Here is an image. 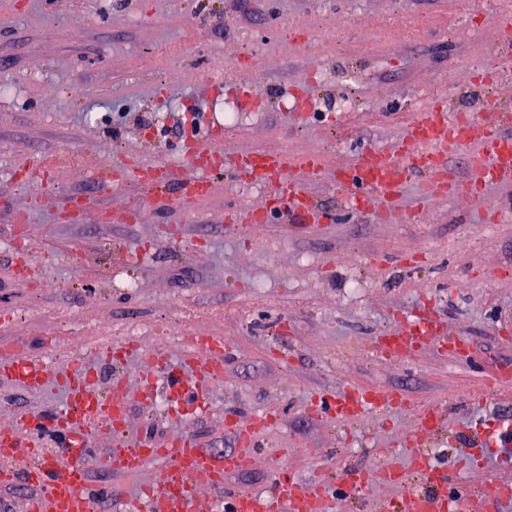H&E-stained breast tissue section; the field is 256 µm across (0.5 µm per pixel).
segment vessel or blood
I'll use <instances>...</instances> for the list:
<instances>
[{"label":"vessel or blood","mask_w":512,"mask_h":512,"mask_svg":"<svg viewBox=\"0 0 512 512\" xmlns=\"http://www.w3.org/2000/svg\"><path fill=\"white\" fill-rule=\"evenodd\" d=\"M477 112L467 116L450 114L444 101H434L418 113L401 138L397 150L413 159L412 166L394 164L391 152L370 147L355 154L350 164L337 172L336 183L346 190L353 211H360L367 195L390 200L407 180L411 168L423 170L420 192L424 196L462 195L480 200L484 190L492 185L512 180V115L501 114L494 124H481ZM481 133V146L468 157L470 178L457 180L448 164V157L462 144L464 130ZM230 167L235 178L247 183L269 184L276 198L297 210H313L314 200L297 180L296 170L314 175L322 169V156L310 152L289 157L277 152H246L235 157ZM120 181L125 185L142 184L164 192L176 187L184 201L190 202L209 194L215 171L201 170L180 184H172L164 168H146L131 161L118 166ZM402 333L380 339L388 352L412 356L422 338L435 335L436 323L420 311L403 319ZM131 341L112 344L104 342L93 348V358L115 364L139 353ZM156 377L142 379L140 390L147 399L163 397L169 411L201 407L204 391L224 376V341L222 337L200 334L189 337L175 366H168L162 350H155ZM89 360L78 358L49 364L47 359L0 355V383L17 382L25 389L38 391L54 385L67 395L64 407L53 417L30 412L19 425L0 427V488L23 481L28 494L26 512H94L101 498L92 485L90 472L75 463L74 455L83 453L86 432L105 425L115 442L99 458L101 471L108 475H126L141 471L148 464L163 461L159 480L138 497L123 503L124 512H156L166 507L168 512H191L197 491L214 493L215 512H320L327 497L322 482L306 486L283 466L273 470L269 490H237L225 493L227 474L248 468L253 461L255 430L272 425L273 414L254 416L251 426L239 429L241 446L231 453H221L199 446L194 438L183 435L159 447L149 438L135 441L125 436L127 404L111 393L93 389ZM386 404L382 395L371 389L358 390L341 400L331 401L336 416L357 419L380 411ZM51 432L64 440L69 460L48 459L41 449L30 448L23 435ZM419 473L425 475L429 490H419L413 501L418 512H453L455 504L442 492L446 478L437 469L427 449H413Z\"/></svg>","instance_id":"obj_1"}]
</instances>
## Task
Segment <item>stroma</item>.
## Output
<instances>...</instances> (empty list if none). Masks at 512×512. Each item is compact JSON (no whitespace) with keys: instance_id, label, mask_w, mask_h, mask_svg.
Listing matches in <instances>:
<instances>
[{"instance_id":"35a3bbf8","label":"stroma","mask_w":512,"mask_h":512,"mask_svg":"<svg viewBox=\"0 0 512 512\" xmlns=\"http://www.w3.org/2000/svg\"><path fill=\"white\" fill-rule=\"evenodd\" d=\"M510 32L512 0H0V343L64 359L132 338L174 362L186 337L212 332L224 338V380L196 417L158 412L142 396L151 356L96 367L95 385L128 403L129 438L147 432L161 445L187 434L230 452L239 441L226 417L245 426L272 409L278 425L255 432L253 465L228 475L225 492L264 489L278 463L305 483L330 476L324 512H388L402 487L381 474L416 480L407 447L422 443L462 490L457 512H512V498L490 506L482 493L486 476L512 482V447L475 450L482 422L512 420V384H489L512 376V181L486 192L504 210L491 223L468 198L421 197L417 173L397 198L398 221L381 219L377 200L350 214L335 181L359 150H395L431 98L452 113L481 111L489 97L512 104V68L493 67ZM481 69L494 71L489 84L474 81ZM213 75L231 92L207 107ZM243 80L251 103L241 122L210 136ZM192 144L216 158L321 153L317 178L297 174L318 214L283 213L269 188L229 172L188 208L95 177L119 158L192 175ZM243 207L268 209V223L239 235L226 213ZM426 304L441 338L465 339L468 355L438 341L413 357L377 349ZM174 319L184 335L157 334ZM351 387L399 404L355 422L317 412ZM63 402L52 386L0 384V425ZM429 408L443 423L424 433ZM109 446L103 427L91 429L81 458L112 491L99 512H115L116 498L158 469L97 473ZM352 472L362 490L348 487Z\"/></svg>"}]
</instances>
